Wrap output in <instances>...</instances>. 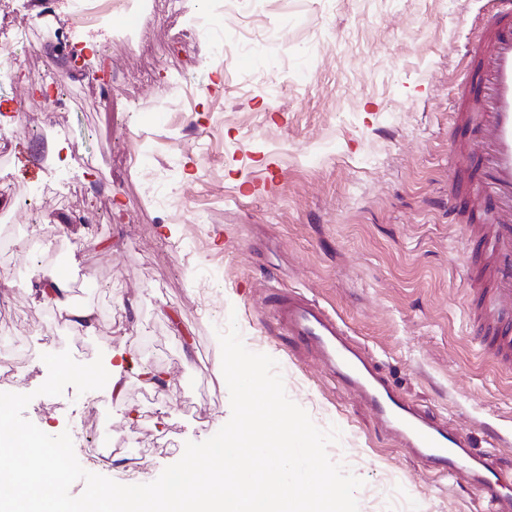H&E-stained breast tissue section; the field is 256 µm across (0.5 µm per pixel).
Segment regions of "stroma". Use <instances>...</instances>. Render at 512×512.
I'll return each mask as SVG.
<instances>
[{
  "label": "stroma",
  "instance_id": "1",
  "mask_svg": "<svg viewBox=\"0 0 512 512\" xmlns=\"http://www.w3.org/2000/svg\"><path fill=\"white\" fill-rule=\"evenodd\" d=\"M488 6L261 0L228 24L212 0H139L133 16L78 24L62 7L24 27L0 56V235L48 247L5 269L23 352L0 391L32 394L25 416L47 434L83 431L79 463L108 457L116 481L142 463L152 481L230 418L216 333L233 317L289 398L340 429L328 453L363 479L359 512H485L472 482L407 454L281 328L269 295L297 291L409 401L467 434L512 495V372L480 348L479 254L448 220L452 205L484 219L463 191L474 146L454 109ZM49 70L59 106L42 93ZM74 182L83 196L68 195ZM65 266L81 288L41 301ZM84 309L91 327H74ZM64 350L102 358L121 393L37 395L42 354Z\"/></svg>",
  "mask_w": 512,
  "mask_h": 512
}]
</instances>
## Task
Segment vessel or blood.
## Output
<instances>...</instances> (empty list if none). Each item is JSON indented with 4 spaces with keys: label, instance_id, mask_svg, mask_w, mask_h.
Instances as JSON below:
<instances>
[{
    "label": "vessel or blood",
    "instance_id": "1",
    "mask_svg": "<svg viewBox=\"0 0 512 512\" xmlns=\"http://www.w3.org/2000/svg\"><path fill=\"white\" fill-rule=\"evenodd\" d=\"M480 39L468 49L470 69L458 92L461 125L472 130L481 150L478 175L468 194L487 221L475 226L476 247L489 257V286L479 295L478 322L485 351L512 370V0H493ZM279 325L314 349L324 365L358 391L403 449L437 472H465L480 485L494 512H503L501 474L475 454L466 435L439 416L407 401L383 375L366 346L354 340L319 303L291 292L272 299Z\"/></svg>",
    "mask_w": 512,
    "mask_h": 512
}]
</instances>
